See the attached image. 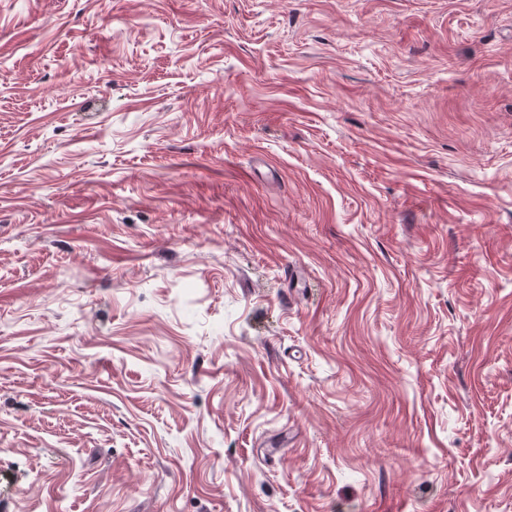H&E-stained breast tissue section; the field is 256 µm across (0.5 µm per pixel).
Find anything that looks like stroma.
Here are the masks:
<instances>
[{
  "instance_id": "stroma-1",
  "label": "stroma",
  "mask_w": 512,
  "mask_h": 512,
  "mask_svg": "<svg viewBox=\"0 0 512 512\" xmlns=\"http://www.w3.org/2000/svg\"><path fill=\"white\" fill-rule=\"evenodd\" d=\"M0 512H512V0H0Z\"/></svg>"
}]
</instances>
